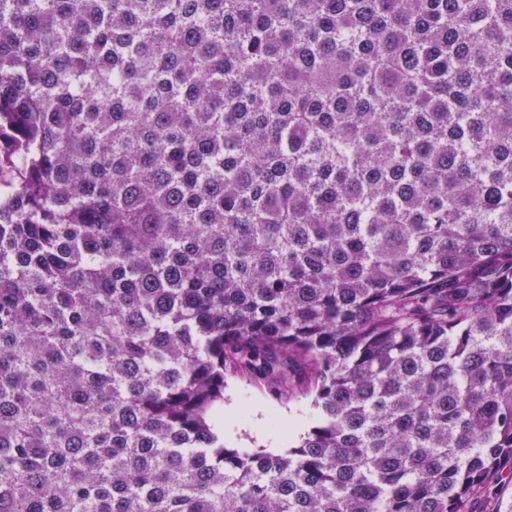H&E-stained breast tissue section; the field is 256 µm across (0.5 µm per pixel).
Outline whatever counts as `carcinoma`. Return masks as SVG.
<instances>
[{"label":"carcinoma","instance_id":"obj_1","mask_svg":"<svg viewBox=\"0 0 512 512\" xmlns=\"http://www.w3.org/2000/svg\"><path fill=\"white\" fill-rule=\"evenodd\" d=\"M318 423L224 444V378ZM512 475V0H0V512H464Z\"/></svg>","mask_w":512,"mask_h":512}]
</instances>
